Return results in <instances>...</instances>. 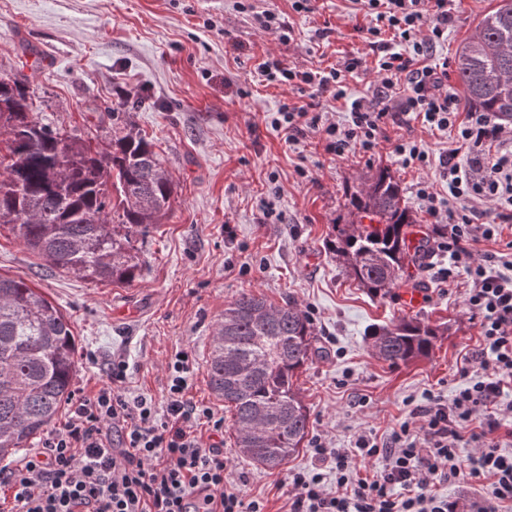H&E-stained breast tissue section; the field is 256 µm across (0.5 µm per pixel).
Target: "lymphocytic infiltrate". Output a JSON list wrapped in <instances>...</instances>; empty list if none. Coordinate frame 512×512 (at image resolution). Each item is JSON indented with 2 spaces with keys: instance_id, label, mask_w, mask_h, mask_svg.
<instances>
[{
  "instance_id": "lymphocytic-infiltrate-1",
  "label": "lymphocytic infiltrate",
  "mask_w": 512,
  "mask_h": 512,
  "mask_svg": "<svg viewBox=\"0 0 512 512\" xmlns=\"http://www.w3.org/2000/svg\"><path fill=\"white\" fill-rule=\"evenodd\" d=\"M370 25L375 62L351 56L326 70H300L275 56L258 66L265 81L317 87L347 97V76L372 67L371 97L349 99L344 122L324 119L315 102H284L267 117L286 143L314 135L326 153L378 149L387 123L418 121L439 131L455 129L458 145L440 155L445 191L420 182L417 197L443 231L438 250L448 265L441 281L466 278V305L480 322L481 375L462 366L464 382L450 397L426 393L387 440L363 431L348 448L311 442L319 462L310 472H289L288 512H512V274L495 273L469 247L474 237L496 239L512 221V127L487 112L462 113L448 87V67L432 63L448 30V0H353ZM467 160H460V153ZM494 203L491 220L476 224V202ZM195 368L191 352L168 365L162 402L130 396L125 361L109 366L108 382L78 396L70 417L52 430L37 452L0 467V488L13 493L10 512H264L246 501L224 472L223 449L194 432L201 420L221 429L211 409L188 395ZM474 451L460 456L461 443ZM379 463L372 477L357 469ZM479 483L481 494L460 500L437 493L441 484Z\"/></svg>"
}]
</instances>
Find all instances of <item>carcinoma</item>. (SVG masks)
<instances>
[{"label":"carcinoma","mask_w":512,"mask_h":512,"mask_svg":"<svg viewBox=\"0 0 512 512\" xmlns=\"http://www.w3.org/2000/svg\"><path fill=\"white\" fill-rule=\"evenodd\" d=\"M456 74L469 105L512 116V0H498L460 47ZM30 77L0 78V228L52 266L91 283L129 285L141 272L133 239L172 208L174 182L154 143L127 122L98 150L42 122ZM355 221L334 224L324 247L357 284L385 295L423 270L429 239L402 189L382 167L350 199ZM437 326L401 319L371 333L392 366L427 357ZM313 321L294 302L276 305L240 291L217 320L206 361L212 393L233 412L238 453L276 470L309 435L310 413L295 383L318 354ZM76 342L61 311L22 278L0 275V460L56 419L72 392Z\"/></svg>","instance_id":"carcinoma-1"}]
</instances>
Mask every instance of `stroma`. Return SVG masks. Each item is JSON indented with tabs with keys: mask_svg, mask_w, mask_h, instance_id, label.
<instances>
[{
	"mask_svg": "<svg viewBox=\"0 0 512 512\" xmlns=\"http://www.w3.org/2000/svg\"><path fill=\"white\" fill-rule=\"evenodd\" d=\"M288 14L295 29L284 43L262 32L233 0H0V77L34 78L35 110L48 123L92 141L109 142L102 112H130L151 138L174 185L172 210L137 240L141 276L130 285H95L39 260L9 230H0V274L36 288L70 321L77 347L74 392L108 381V365H128V392L161 399L166 364L179 350L196 365L189 394L222 418L203 438L223 448L228 479L268 512H286V470L315 465L311 448L286 469L268 471L235 453L231 412L207 386L206 360L215 323L241 290L310 312L320 356L297 386L310 413L311 434L331 447H350L357 433L385 437L423 392L450 395L465 358L481 336L465 303L466 279L440 282L448 264L428 255L420 273V301L407 307L404 289L374 296L350 278L323 242L332 225L351 219L347 193L377 168H389L416 222L414 238L432 228L415 196L421 180L439 170L404 166L393 146L416 142L430 158L454 147V131L420 122L388 124L387 139L371 155L335 158L314 139L285 143L266 121L283 101L303 103L298 90L262 82L266 54L300 70L324 69L350 54L368 53V17L352 0H318L314 13H292L289 0H255ZM498 0H448V35L434 62L455 59ZM127 93L118 101L117 89ZM401 318L443 327L431 354L391 366L377 360L368 332Z\"/></svg>",
	"mask_w": 512,
	"mask_h": 512,
	"instance_id": "1",
	"label": "stroma"
}]
</instances>
